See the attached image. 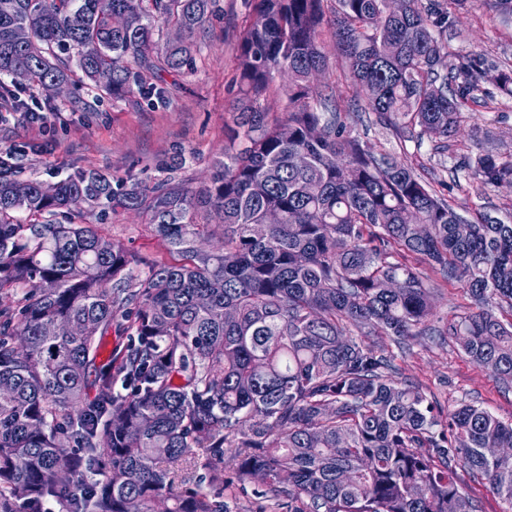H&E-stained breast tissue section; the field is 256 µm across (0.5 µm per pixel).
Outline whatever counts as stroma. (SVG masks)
Instances as JSON below:
<instances>
[{
	"instance_id": "35a3bbf8",
	"label": "stroma",
	"mask_w": 512,
	"mask_h": 512,
	"mask_svg": "<svg viewBox=\"0 0 512 512\" xmlns=\"http://www.w3.org/2000/svg\"><path fill=\"white\" fill-rule=\"evenodd\" d=\"M250 9L249 0H217L206 35L196 39L191 70L163 74L166 93L161 103L137 95L115 99L79 81L51 97L27 84L15 85L22 100L51 102L56 113L42 133L31 128L23 114L1 103L0 147L15 146L12 158L24 178L55 182L78 171L96 170L116 179L152 181L169 176L188 186L202 185L224 150L234 57ZM450 20L443 40L444 63L477 54L488 65L512 72V9L504 0H461ZM482 91L484 105L465 112L445 152L435 150L432 137L415 132L399 135L380 126L371 113L347 115L345 122L373 152L393 155L428 178L465 217L481 211L504 220L512 215V183L483 187L456 169L463 154L489 151L512 157V100L502 101L488 83ZM184 154L193 158L186 167L179 164ZM100 230L147 261L166 251L136 211L110 214ZM420 269L427 274L429 266L424 263ZM425 284L434 320H446L470 304L461 286L446 285L428 274ZM364 342L392 354L401 378L419 387L444 413L474 404L500 420L512 421V388H503L453 342L419 336L403 349L386 337L368 336Z\"/></svg>"
}]
</instances>
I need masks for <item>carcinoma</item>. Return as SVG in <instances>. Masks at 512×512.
Wrapping results in <instances>:
<instances>
[{
    "instance_id": "carcinoma-1",
    "label": "carcinoma",
    "mask_w": 512,
    "mask_h": 512,
    "mask_svg": "<svg viewBox=\"0 0 512 512\" xmlns=\"http://www.w3.org/2000/svg\"><path fill=\"white\" fill-rule=\"evenodd\" d=\"M98 2L0 0V98L22 69L38 89L78 72L115 97L160 100L153 79L190 67L215 0H112L121 29ZM458 2L403 0L391 14L386 0H258L228 144L199 187L99 172L46 183L0 164V291L21 295L0 310V512H229L227 454L236 482L287 512H479L459 468L512 512V453L486 452L512 448V422L472 404L442 418L352 333L448 338L511 387L512 320L486 305L512 309V222L462 216L411 166L365 148L336 93L309 78L328 66L329 37L361 111L448 142L490 72L476 57L433 64ZM278 76L280 116L267 105ZM460 168L484 187L512 182V160L492 153ZM79 193L93 223L53 221ZM119 208L165 242L144 273L96 227ZM418 261L471 299L443 329ZM59 321L84 335H48ZM114 329L127 343L98 366Z\"/></svg>"
}]
</instances>
